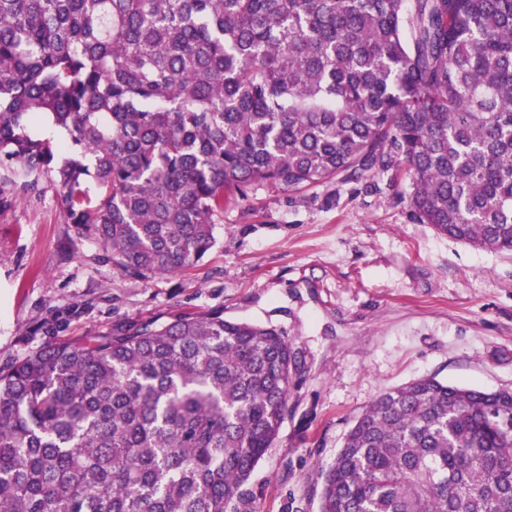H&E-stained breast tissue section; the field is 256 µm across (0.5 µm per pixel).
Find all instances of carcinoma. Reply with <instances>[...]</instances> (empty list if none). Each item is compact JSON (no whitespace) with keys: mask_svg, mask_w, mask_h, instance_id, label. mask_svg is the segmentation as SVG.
Segmentation results:
<instances>
[{"mask_svg":"<svg viewBox=\"0 0 512 512\" xmlns=\"http://www.w3.org/2000/svg\"><path fill=\"white\" fill-rule=\"evenodd\" d=\"M409 182L420 223L512 253V0H0V180L133 279L195 266L259 190ZM298 353L219 311L0 367V512H255ZM320 512H512V391L374 398Z\"/></svg>","mask_w":512,"mask_h":512,"instance_id":"obj_1","label":"carcinoma"}]
</instances>
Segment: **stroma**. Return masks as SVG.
<instances>
[{
    "mask_svg": "<svg viewBox=\"0 0 512 512\" xmlns=\"http://www.w3.org/2000/svg\"><path fill=\"white\" fill-rule=\"evenodd\" d=\"M407 180L334 179L261 190L225 208L194 268L122 277L56 188L0 182V366L48 340L128 321L220 310L282 330L303 358L288 416L255 467L256 512H319L323 469L379 394L432 376L512 388V254L474 249L420 223Z\"/></svg>",
    "mask_w": 512,
    "mask_h": 512,
    "instance_id": "35a3bbf8",
    "label": "stroma"
}]
</instances>
